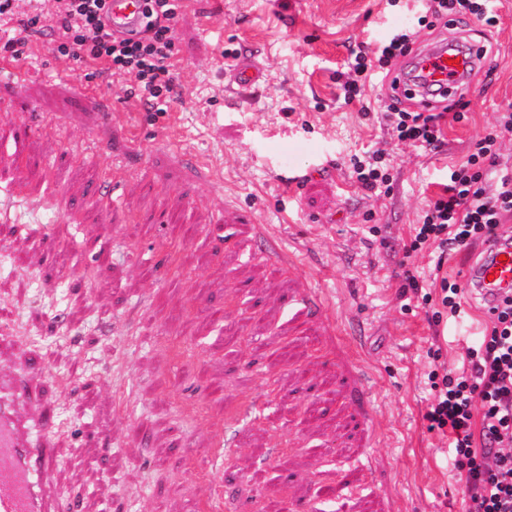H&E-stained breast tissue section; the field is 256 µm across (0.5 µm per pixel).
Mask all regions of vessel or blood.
I'll use <instances>...</instances> for the list:
<instances>
[{"label": "vessel or blood", "mask_w": 512, "mask_h": 512, "mask_svg": "<svg viewBox=\"0 0 512 512\" xmlns=\"http://www.w3.org/2000/svg\"><path fill=\"white\" fill-rule=\"evenodd\" d=\"M142 21L141 0H111L109 23L113 30L128 31ZM481 45L472 40L445 38L412 53L399 77V93L411 94L418 109L434 107V93L449 99L474 96L476 86L468 75L470 66L486 65ZM260 68L245 63L231 71L239 89L260 84ZM0 81L24 95L29 75L25 68L0 61ZM466 279L482 281L486 292L512 288V244L497 245L482 267L470 269ZM0 356L10 367L0 376V512H75V504L59 496L51 482L58 456L48 436L58 426L48 415L39 395L37 379L42 372L39 357L18 332L0 329Z\"/></svg>", "instance_id": "vessel-or-blood-1"}]
</instances>
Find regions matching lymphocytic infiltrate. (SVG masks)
<instances>
[{"label":"lymphocytic infiltrate","mask_w":512,"mask_h":512,"mask_svg":"<svg viewBox=\"0 0 512 512\" xmlns=\"http://www.w3.org/2000/svg\"><path fill=\"white\" fill-rule=\"evenodd\" d=\"M51 13L33 5L24 30L50 21L61 57L83 63L108 78L134 76V97L146 108L169 101L174 90L173 21L181 0H144L139 34L114 35L105 23L108 0H53ZM499 0H421L416 26L393 28L374 54L359 51L348 71L339 73L345 103L365 98L374 73L392 74L414 44L419 28L434 29L472 17L488 27L499 19ZM383 110L401 143L438 150L444 135L438 114L420 112L390 96ZM512 133V113L475 138L466 160L449 168L441 194L428 204L416 225L411 250L436 247L441 256L485 246L505 238L512 220V164L503 162L500 139ZM489 322L468 365L431 373L433 401L428 428L448 436L453 466L463 483L465 512H512V289L485 302Z\"/></svg>","instance_id":"1"}]
</instances>
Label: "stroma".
I'll list each match as a JSON object with an SVG mask.
<instances>
[{
    "mask_svg": "<svg viewBox=\"0 0 512 512\" xmlns=\"http://www.w3.org/2000/svg\"><path fill=\"white\" fill-rule=\"evenodd\" d=\"M499 13L492 30L459 25L492 65L442 119L436 153L339 97L351 50L414 20L386 0H188L161 112L130 106L129 81L58 57L50 33H21L36 132L16 142L0 115V327L42 361L61 422L54 483L79 512H463L448 438L425 414L430 373L462 367L487 320L462 277L477 252L444 264L458 317L432 325L401 287L437 260L409 245L449 168L512 110V0ZM229 49L255 57L263 86L229 85ZM377 149L389 180L359 190L349 159ZM288 168L303 175L293 191ZM159 212L165 223H143ZM49 230L63 257L52 274ZM264 236L283 261L261 258ZM368 454L370 474L357 466ZM344 472L358 488L346 504L326 493Z\"/></svg>",
    "mask_w": 512,
    "mask_h": 512,
    "instance_id": "1",
    "label": "stroma"
}]
</instances>
